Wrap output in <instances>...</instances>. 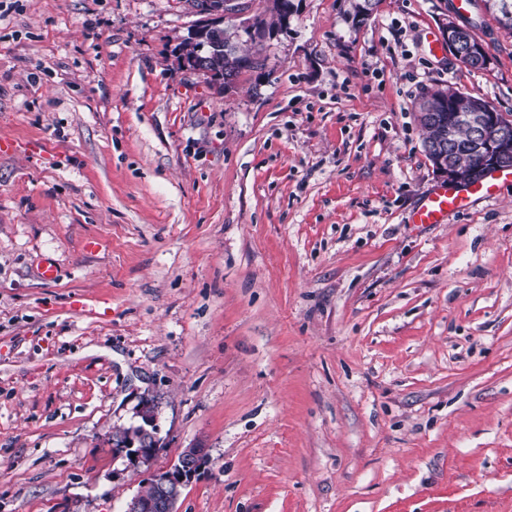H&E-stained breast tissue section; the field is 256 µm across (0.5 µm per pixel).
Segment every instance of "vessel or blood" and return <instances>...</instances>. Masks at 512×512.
Returning a JSON list of instances; mask_svg holds the SVG:
<instances>
[{"label":"vessel or blood","mask_w":512,"mask_h":512,"mask_svg":"<svg viewBox=\"0 0 512 512\" xmlns=\"http://www.w3.org/2000/svg\"><path fill=\"white\" fill-rule=\"evenodd\" d=\"M512 182V170L489 172L477 184L458 187L441 184L432 189L414 209L411 221L415 224H443L451 212L467 209L474 198L494 194L499 183Z\"/></svg>","instance_id":"obj_1"}]
</instances>
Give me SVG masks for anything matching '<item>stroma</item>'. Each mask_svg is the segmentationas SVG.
Masks as SVG:
<instances>
[{
  "label": "stroma",
  "mask_w": 512,
  "mask_h": 512,
  "mask_svg": "<svg viewBox=\"0 0 512 512\" xmlns=\"http://www.w3.org/2000/svg\"><path fill=\"white\" fill-rule=\"evenodd\" d=\"M294 3L224 95L185 0H0V512H123L199 447L177 512H512V184L410 221L415 101L512 119V35L475 70L438 0ZM349 18L355 29L361 28V24L367 23L377 10L380 0H349ZM440 27L442 35L445 38V42L448 46L442 42L433 32H428L426 35V41L428 44L429 54L433 57H438L446 53V51H452V53L461 58L464 55V51L461 50V46L457 37L459 36L463 25L460 23L459 16L455 12H451L448 15L442 17L440 21ZM157 415L155 413L152 419H148L145 424H141L136 433H131L128 440L119 451V454L125 452L130 461L143 462L156 454L161 446L158 437ZM135 455V458H132Z\"/></svg>",
  "instance_id": "obj_1"
}]
</instances>
